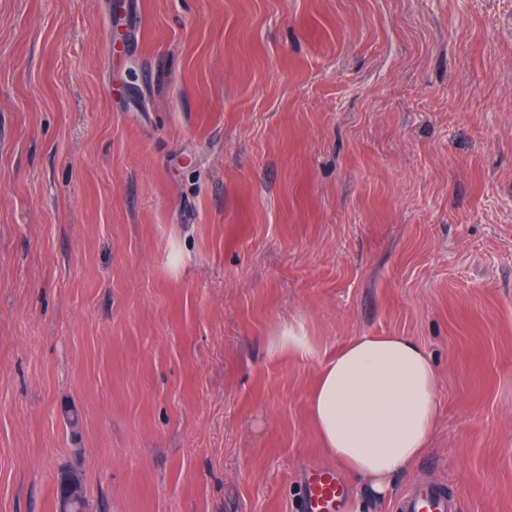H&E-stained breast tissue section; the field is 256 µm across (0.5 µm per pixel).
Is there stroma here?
Returning <instances> with one entry per match:
<instances>
[{"mask_svg":"<svg viewBox=\"0 0 512 512\" xmlns=\"http://www.w3.org/2000/svg\"><path fill=\"white\" fill-rule=\"evenodd\" d=\"M133 2L0 0V512H293L386 335L438 381L394 494L512 512V0ZM66 475V476H65ZM66 477L68 480L76 479L82 483V479L78 473L74 470L66 469L58 473L56 477V498L63 496V498L57 504L58 512H68L71 510L72 504L79 500L83 495L82 485L76 483L69 486L68 492L66 493ZM66 494V495H65ZM65 495V496H64ZM71 512H86V495L84 493L83 498L78 501ZM395 512H459L455 493L433 482L414 485L395 502Z\"/></svg>","mask_w":512,"mask_h":512,"instance_id":"obj_1","label":"stroma"}]
</instances>
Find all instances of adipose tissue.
I'll return each mask as SVG.
<instances>
[{
	"mask_svg": "<svg viewBox=\"0 0 512 512\" xmlns=\"http://www.w3.org/2000/svg\"><path fill=\"white\" fill-rule=\"evenodd\" d=\"M328 454L376 499L425 452L437 420V377L406 336H362L321 369L310 398Z\"/></svg>",
	"mask_w": 512,
	"mask_h": 512,
	"instance_id": "1",
	"label": "adipose tissue"
}]
</instances>
